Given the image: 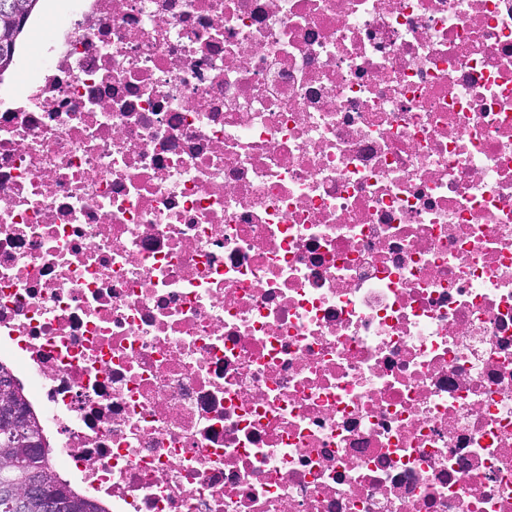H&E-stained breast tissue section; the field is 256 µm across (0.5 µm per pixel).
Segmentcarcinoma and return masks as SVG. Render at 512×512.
I'll return each mask as SVG.
<instances>
[{
  "label": "carcinoma",
  "mask_w": 512,
  "mask_h": 512,
  "mask_svg": "<svg viewBox=\"0 0 512 512\" xmlns=\"http://www.w3.org/2000/svg\"><path fill=\"white\" fill-rule=\"evenodd\" d=\"M39 0H0V76L12 67L26 19ZM10 387L0 397V418L16 411L22 419L12 428L0 427V512H49L31 494L38 482L53 489L65 504L63 512H94L91 505L75 497L46 465L35 423L29 419L19 388L7 370H0V383Z\"/></svg>",
  "instance_id": "obj_1"
}]
</instances>
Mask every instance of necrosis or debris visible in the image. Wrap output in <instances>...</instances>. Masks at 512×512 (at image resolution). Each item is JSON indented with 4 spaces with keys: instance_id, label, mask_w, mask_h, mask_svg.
I'll return each instance as SVG.
<instances>
[{
    "instance_id": "1",
    "label": "necrosis or debris",
    "mask_w": 512,
    "mask_h": 512,
    "mask_svg": "<svg viewBox=\"0 0 512 512\" xmlns=\"http://www.w3.org/2000/svg\"><path fill=\"white\" fill-rule=\"evenodd\" d=\"M0 97V365L98 512H512V0H74Z\"/></svg>"
}]
</instances>
